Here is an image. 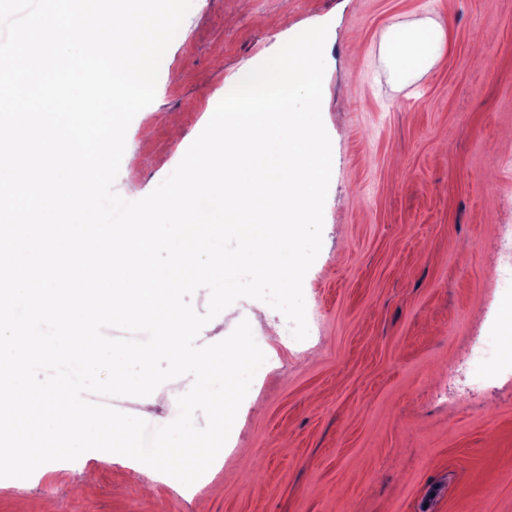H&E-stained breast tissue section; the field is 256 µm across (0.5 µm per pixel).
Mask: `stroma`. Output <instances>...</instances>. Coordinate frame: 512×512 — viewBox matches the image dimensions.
I'll use <instances>...</instances> for the list:
<instances>
[{
	"instance_id": "35a3bbf8",
	"label": "stroma",
	"mask_w": 512,
	"mask_h": 512,
	"mask_svg": "<svg viewBox=\"0 0 512 512\" xmlns=\"http://www.w3.org/2000/svg\"><path fill=\"white\" fill-rule=\"evenodd\" d=\"M429 13L441 59L395 84L388 27ZM324 25L321 116L334 175L321 251L303 282L314 333L273 345L224 463L193 487L111 453L0 479V512H512V378L458 366L486 334L498 225H512V0H193L127 130L124 171L152 192L245 68ZM260 315L242 299L196 343Z\"/></svg>"
}]
</instances>
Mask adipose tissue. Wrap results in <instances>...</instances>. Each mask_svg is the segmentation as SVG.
<instances>
[{"label":"adipose tissue","instance_id":"ef3b65f1","mask_svg":"<svg viewBox=\"0 0 512 512\" xmlns=\"http://www.w3.org/2000/svg\"><path fill=\"white\" fill-rule=\"evenodd\" d=\"M445 44L442 19L420 15L390 26L382 37L380 53L392 73L404 82L427 72L441 57Z\"/></svg>","mask_w":512,"mask_h":512}]
</instances>
